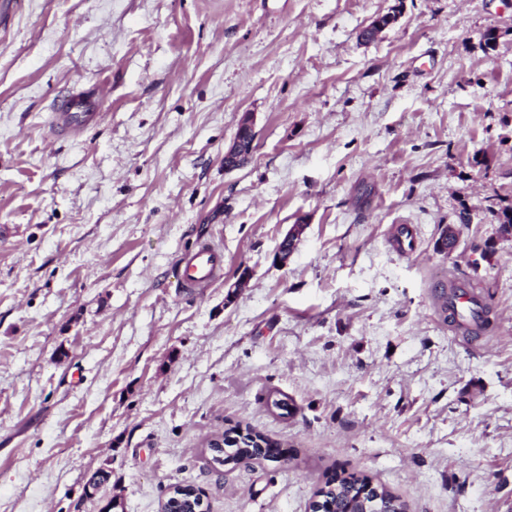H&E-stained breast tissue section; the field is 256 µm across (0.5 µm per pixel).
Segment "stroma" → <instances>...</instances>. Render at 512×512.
<instances>
[{
	"instance_id": "35a3bbf8",
	"label": "stroma",
	"mask_w": 512,
	"mask_h": 512,
	"mask_svg": "<svg viewBox=\"0 0 512 512\" xmlns=\"http://www.w3.org/2000/svg\"><path fill=\"white\" fill-rule=\"evenodd\" d=\"M395 2L6 6L0 512H161L175 485L207 512H309L334 473L407 512H512V236L489 209L512 200V0H403L361 41ZM72 90L102 118L60 134ZM248 112L254 151L225 171ZM203 244L218 278L179 288ZM476 245L493 261L473 266ZM452 278L489 308L480 335L439 304ZM235 426L286 459L212 469Z\"/></svg>"
}]
</instances>
